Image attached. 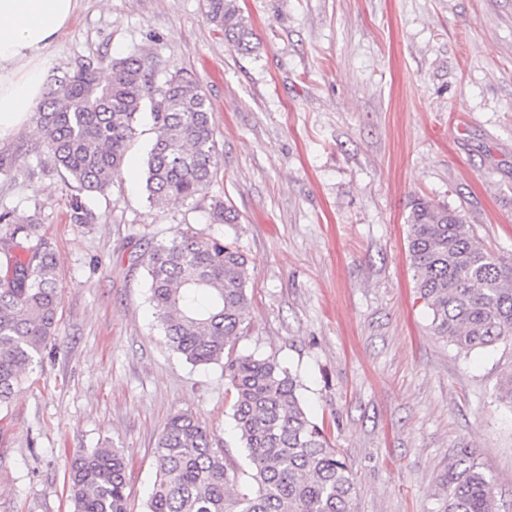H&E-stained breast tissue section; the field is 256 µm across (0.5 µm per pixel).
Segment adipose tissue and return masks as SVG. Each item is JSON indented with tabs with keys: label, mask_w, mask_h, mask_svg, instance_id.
Returning a JSON list of instances; mask_svg holds the SVG:
<instances>
[{
	"label": "adipose tissue",
	"mask_w": 512,
	"mask_h": 512,
	"mask_svg": "<svg viewBox=\"0 0 512 512\" xmlns=\"http://www.w3.org/2000/svg\"><path fill=\"white\" fill-rule=\"evenodd\" d=\"M76 0H0V138L42 98L40 60L70 21Z\"/></svg>",
	"instance_id": "ef3b65f1"
}]
</instances>
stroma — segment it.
Segmentation results:
<instances>
[{"instance_id": "1", "label": "stroma", "mask_w": 512, "mask_h": 512, "mask_svg": "<svg viewBox=\"0 0 512 512\" xmlns=\"http://www.w3.org/2000/svg\"><path fill=\"white\" fill-rule=\"evenodd\" d=\"M257 46L241 54L206 0H77L45 53L47 78L137 50L155 79L191 75L212 104L209 192L150 204L143 113L121 175L70 219L36 117V179H0V211L37 215L58 258L56 335L0 408V512H72L65 460L104 445L127 457V512H148L157 441L187 413L248 485L223 364L172 351L148 302L144 256L185 230L248 258L246 329L225 355L276 359L357 487L352 512H441L461 448L512 512V407L497 389L512 346L459 351L415 286L405 219L423 197L463 211L512 258V0H238ZM240 216L210 219L214 199Z\"/></svg>"}]
</instances>
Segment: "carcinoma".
<instances>
[{
	"label": "carcinoma",
	"mask_w": 512,
	"mask_h": 512,
	"mask_svg": "<svg viewBox=\"0 0 512 512\" xmlns=\"http://www.w3.org/2000/svg\"><path fill=\"white\" fill-rule=\"evenodd\" d=\"M207 16L238 52L254 49V33L235 0H207ZM110 79L103 82L100 67ZM154 57L145 51L81 66L55 80L38 107L44 145L55 167L88 195H102L121 173L138 115L150 106L155 139L147 159L146 189L153 204L204 196L216 165L212 106L199 84L176 73L152 80ZM29 149L0 152V176L22 172ZM92 211L77 195L71 221ZM214 224H237L220 200ZM0 406L23 372L54 337L60 294L58 262L36 215L0 212ZM407 252L416 288L432 310L437 335L464 351L512 344V263L487 250L459 210L423 198L406 217ZM150 303L170 348L193 365L224 361L234 393L233 419L250 465L249 489L234 496L235 477L224 450L193 416L173 417L159 437L149 512H351L356 485L323 427L297 396V380L273 358H224L247 320L248 259L234 242L187 230L159 243L146 258ZM498 399L512 407V368ZM126 459L121 448L74 457L68 480L73 512H127ZM442 512H496L491 481L465 448L441 479Z\"/></svg>",
	"instance_id": "obj_1"
}]
</instances>
